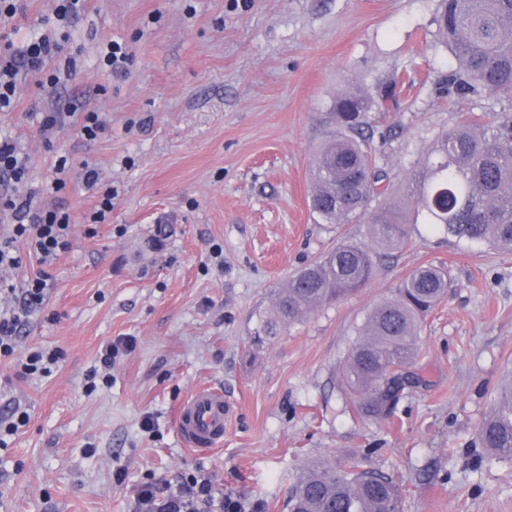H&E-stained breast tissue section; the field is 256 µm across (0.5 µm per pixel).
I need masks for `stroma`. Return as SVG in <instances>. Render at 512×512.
I'll return each mask as SVG.
<instances>
[{"label":"stroma","instance_id":"1","mask_svg":"<svg viewBox=\"0 0 512 512\" xmlns=\"http://www.w3.org/2000/svg\"><path fill=\"white\" fill-rule=\"evenodd\" d=\"M56 6L20 0L0 29V45L18 53L46 29L61 47L0 111V137L28 156L23 184L1 176L0 196L29 192L72 220L45 304L14 357L0 359V417L28 415L0 446V512H134L143 482L174 488L198 472L258 512H287L314 461L363 455L400 486L404 512H512V461L477 441L512 374V254L411 228L373 281L253 343L289 275L339 237H365L361 224L315 223L308 207L338 92L397 81L374 145L400 178L433 133L499 109V95H437L454 60L435 41L436 0H84L71 22ZM113 42L130 56L119 73L104 60ZM68 56L76 70L50 83ZM72 102L98 112L103 134L81 137L77 114L44 139V113ZM88 166L99 189L84 186ZM103 187L112 211L95 225ZM431 263L452 286L421 324L417 382L393 416L356 420L339 362L367 312ZM119 339L127 351L100 370L103 347ZM33 350L58 360L17 377L16 359ZM201 387L233 406L215 450L186 446L174 425Z\"/></svg>","mask_w":512,"mask_h":512}]
</instances>
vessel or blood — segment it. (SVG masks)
I'll return each mask as SVG.
<instances>
[{
    "instance_id": "vessel-or-blood-1",
    "label": "vessel or blood",
    "mask_w": 512,
    "mask_h": 512,
    "mask_svg": "<svg viewBox=\"0 0 512 512\" xmlns=\"http://www.w3.org/2000/svg\"><path fill=\"white\" fill-rule=\"evenodd\" d=\"M231 407L222 390L197 389L176 410V429L190 447L213 449L224 441V425Z\"/></svg>"
}]
</instances>
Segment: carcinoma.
Here are the masks:
<instances>
[{"mask_svg":"<svg viewBox=\"0 0 512 512\" xmlns=\"http://www.w3.org/2000/svg\"><path fill=\"white\" fill-rule=\"evenodd\" d=\"M434 23L456 62L442 94L512 98V0H437ZM381 107L355 89L336 96V129L315 153L310 191L320 223L364 224L373 246L342 238L293 273L257 342L365 286L382 258L407 244L413 225L512 252V107L438 133L398 187L376 164L369 113ZM450 285L444 266H421L368 312L341 361L342 381L359 400L361 419L393 414L410 383L406 369L417 354L420 323ZM478 441L487 452L512 459V380L496 390ZM288 512H403V506L397 484L355 457L345 467L329 460L312 464L294 481Z\"/></svg>","mask_w":512,"mask_h":512,"instance_id":"carcinoma-1","label":"carcinoma"}]
</instances>
